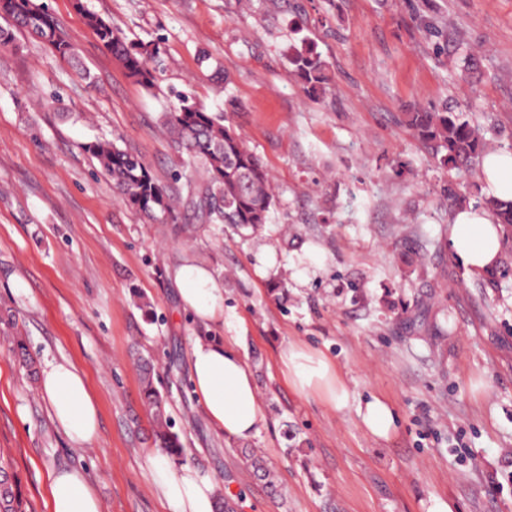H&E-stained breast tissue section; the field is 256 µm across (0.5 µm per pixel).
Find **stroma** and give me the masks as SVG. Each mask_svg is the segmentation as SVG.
Returning <instances> with one entry per match:
<instances>
[{"label": "stroma", "mask_w": 512, "mask_h": 512, "mask_svg": "<svg viewBox=\"0 0 512 512\" xmlns=\"http://www.w3.org/2000/svg\"><path fill=\"white\" fill-rule=\"evenodd\" d=\"M44 2L76 62L22 33L0 47V318L16 322L0 335V464L28 512H49V477L70 468L103 512H170L158 457L229 487L238 512H512V241L489 274L451 256L448 170L403 120L446 100L491 148L512 144V0H84L129 40L163 38L151 89L73 0ZM302 45L330 65L325 98L288 63ZM475 47L485 54L464 71ZM174 88L224 110L268 169L276 201L256 232L148 219L80 150L117 140L177 192L181 159L160 122ZM187 263L221 283L223 320L180 303ZM199 340L232 345L253 372L264 419L247 441L204 413L189 374ZM291 344L332 360L352 405L294 392L280 365ZM23 353L83 371L100 408L91 447L57 426ZM140 354L182 456L154 441ZM373 395L395 413L385 439L357 413ZM244 446L267 459L276 492L246 472Z\"/></svg>", "instance_id": "obj_1"}]
</instances>
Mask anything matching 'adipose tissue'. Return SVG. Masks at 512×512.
I'll use <instances>...</instances> for the list:
<instances>
[{
  "mask_svg": "<svg viewBox=\"0 0 512 512\" xmlns=\"http://www.w3.org/2000/svg\"><path fill=\"white\" fill-rule=\"evenodd\" d=\"M481 178L488 196L512 199V152L486 154ZM449 251L471 272L482 274L501 259L502 229L491 214L472 207L459 209L448 232ZM184 304L204 321L224 315V290L205 268L194 264L180 267L175 275ZM282 372L298 393H318L337 410L351 400L335 365L320 351L293 344L281 356ZM190 376L201 396L206 415L224 436L246 440L263 419L260 398L246 360L232 346L197 341L189 358ZM41 395L52 415L77 445L92 444L98 434L99 409L89 392L85 375L66 362L46 365L41 372ZM155 483L162 489L172 512H215L214 478L191 469L175 470L156 464ZM51 512H101V503L84 473L66 469L52 475L49 484Z\"/></svg>",
  "mask_w": 512,
  "mask_h": 512,
  "instance_id": "adipose-tissue-1",
  "label": "adipose tissue"
}]
</instances>
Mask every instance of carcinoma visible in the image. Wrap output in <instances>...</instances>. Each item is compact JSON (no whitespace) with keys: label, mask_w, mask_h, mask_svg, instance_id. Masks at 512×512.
<instances>
[{"label":"carcinoma","mask_w":512,"mask_h":512,"mask_svg":"<svg viewBox=\"0 0 512 512\" xmlns=\"http://www.w3.org/2000/svg\"><path fill=\"white\" fill-rule=\"evenodd\" d=\"M9 23L0 26V43H14L15 31L39 38L58 55L76 60L75 49L59 32L55 18L35 0H10ZM87 26L103 46L123 65L128 76L147 89L156 86L164 70L157 43L134 45L112 23L84 12ZM288 62L302 83L303 92L320 98L329 91L328 63L312 48L292 52ZM406 125L414 136L432 146L439 164L460 174L481 167L488 151L479 124L468 112L443 103L433 109L415 108L406 113ZM175 151L187 156L188 166L174 171L184 180L175 195L154 178L140 157L114 140L95 139L80 149L95 159L112 180V188L136 211L150 219L179 224H231L253 230L270 219L274 205L271 178L258 156L226 124L221 110H208L190 91L172 92V105L164 113ZM481 204L501 224L503 237L512 238V200L483 198ZM144 406L150 411L161 447L175 456L184 452L180 437L170 430L165 402L154 384L151 361L138 359ZM245 467L260 479L271 476L267 463L253 452L241 451ZM0 512H25L18 481L0 469Z\"/></svg>","instance_id":"cac0c4a2"}]
</instances>
